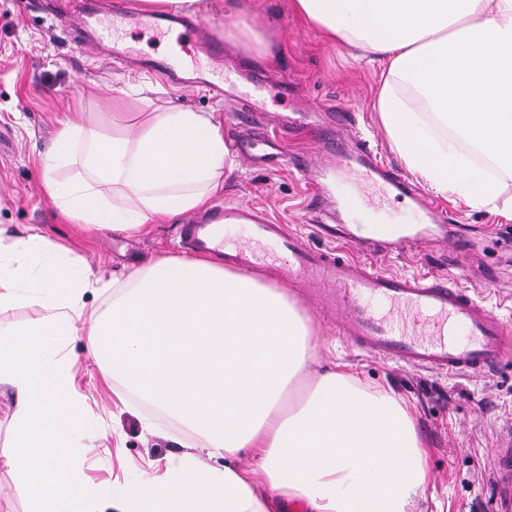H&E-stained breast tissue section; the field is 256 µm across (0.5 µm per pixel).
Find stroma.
<instances>
[{
    "mask_svg": "<svg viewBox=\"0 0 512 512\" xmlns=\"http://www.w3.org/2000/svg\"><path fill=\"white\" fill-rule=\"evenodd\" d=\"M203 22L224 39V59H209L184 27L162 14H144L139 27L125 31L124 41L138 51L131 64L110 62V46L98 57L76 51L63 20L38 0H0V227L18 232L36 224L49 239L71 246L104 278L119 274L158 255H186L177 224H160L147 234L94 231L76 235L41 190L40 153L66 113L82 110L90 124L103 129L112 123V100L120 94L138 97L155 86L151 99L172 101L220 120L230 146L255 142L258 160L242 163L216 203L246 202L309 246L333 245L321 226L324 218L311 185L284 163L283 152H314L315 133L331 123V113L347 110L351 127L345 152L367 141L378 163L399 174L408 169L392 149L377 118V95L384 79L381 62L356 60L349 47L325 42L307 22L288 9V0H253L255 16L274 11L278 24L269 39L273 62L258 58L247 42L228 38L235 19L224 14V0H207ZM182 47L190 57L183 67V85L173 84L146 62ZM235 69L237 90L249 88L257 76L269 87L261 103V120H252L233 94L218 101L205 82L224 66ZM430 201L441 219L431 226L432 244L383 259L382 268L401 275L457 276L488 307L512 320V218L439 196ZM410 224L417 216L406 200L374 194L372 206H359L354 223ZM450 243H440L442 229ZM290 296L318 331L321 344L307 367L316 374L337 363L347 364L369 389L392 387L411 408L419 433L430 445L429 481L419 500L421 512H494L490 474L492 448L501 430L512 426V362L485 374L451 377L419 370L353 348L335 325L318 316L298 289ZM86 339L71 336L59 344L74 361L77 387L87 399L93 427L106 438L79 436L72 455L84 476L96 483L123 479L129 473H154L156 466L180 453L178 428L157 421L146 431L145 414L135 405L112 401V386L103 367L87 351Z\"/></svg>",
    "mask_w": 512,
    "mask_h": 512,
    "instance_id": "stroma-1",
    "label": "stroma"
}]
</instances>
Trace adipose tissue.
<instances>
[{"label":"adipose tissue","instance_id":"adipose-tissue-1","mask_svg":"<svg viewBox=\"0 0 512 512\" xmlns=\"http://www.w3.org/2000/svg\"><path fill=\"white\" fill-rule=\"evenodd\" d=\"M330 42L384 63L377 116L407 169L435 195L512 218V0H290ZM424 100L413 109L409 92ZM498 172L476 171L471 154ZM78 166L73 176L60 170ZM43 191L77 230L145 234L205 211L238 169L211 116L169 102L116 112L111 134L71 112L44 160ZM111 292L104 315L76 323V299ZM40 316L0 330V385L15 389V432L0 464L28 512H420L425 443L394 392L329 368L306 379L315 329L282 288L210 257L158 256L104 280L39 227L0 235V310ZM83 335L121 404L150 409L192 448L152 478L101 487L70 448L87 423L71 359L54 336ZM249 455L243 468L236 460Z\"/></svg>","mask_w":512,"mask_h":512}]
</instances>
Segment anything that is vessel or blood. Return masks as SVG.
Returning <instances> with one entry per match:
<instances>
[{"mask_svg": "<svg viewBox=\"0 0 512 512\" xmlns=\"http://www.w3.org/2000/svg\"><path fill=\"white\" fill-rule=\"evenodd\" d=\"M64 7L76 22L75 46L86 51L92 40L107 41L113 60L127 59L128 49L115 42L112 26H100L93 38L85 37L90 15L82 0H66ZM188 30L211 56L223 52V40L204 23L189 24ZM354 159L362 164L367 180L383 183L396 196L408 199L422 223H436L429 204L405 180L372 162L368 145H361L356 156L345 155L337 151L333 131L327 130L318 138L315 159L303 160L300 166L318 180L327 171L349 167ZM233 224L248 226L249 241L228 243L224 229ZM182 231L191 248L223 255L233 269L250 273L269 265L279 283L309 288L317 311L335 320L339 333L367 353L452 376L491 371L512 360V322L454 279L397 276L364 260L307 246L287 225L245 204L190 217ZM492 466L496 512H512V428L501 431Z\"/></svg>", "mask_w": 512, "mask_h": 512, "instance_id": "1", "label": "vessel or blood"}]
</instances>
